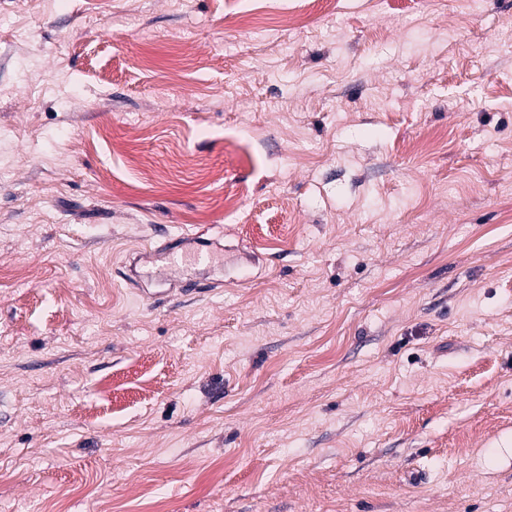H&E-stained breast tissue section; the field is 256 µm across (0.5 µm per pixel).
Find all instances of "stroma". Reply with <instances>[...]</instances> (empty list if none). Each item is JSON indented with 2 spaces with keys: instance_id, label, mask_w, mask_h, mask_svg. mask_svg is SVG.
Listing matches in <instances>:
<instances>
[{
  "instance_id": "obj_1",
  "label": "stroma",
  "mask_w": 512,
  "mask_h": 512,
  "mask_svg": "<svg viewBox=\"0 0 512 512\" xmlns=\"http://www.w3.org/2000/svg\"><path fill=\"white\" fill-rule=\"evenodd\" d=\"M298 3L0 0V512H512V0Z\"/></svg>"
}]
</instances>
